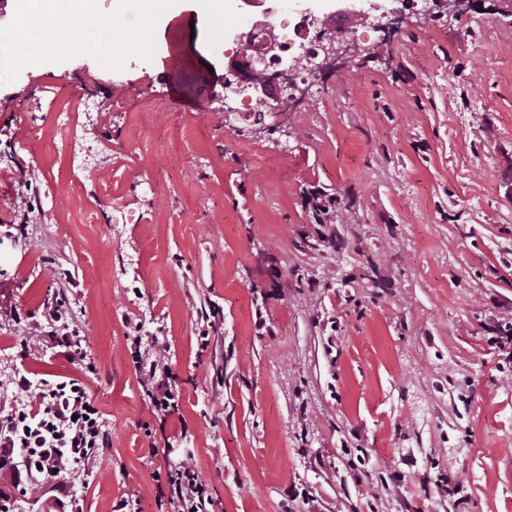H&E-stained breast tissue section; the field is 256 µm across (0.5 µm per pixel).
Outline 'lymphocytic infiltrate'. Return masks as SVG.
Returning <instances> with one entry per match:
<instances>
[{
  "instance_id": "lymphocytic-infiltrate-1",
  "label": "lymphocytic infiltrate",
  "mask_w": 512,
  "mask_h": 512,
  "mask_svg": "<svg viewBox=\"0 0 512 512\" xmlns=\"http://www.w3.org/2000/svg\"><path fill=\"white\" fill-rule=\"evenodd\" d=\"M46 320L50 329L39 334L38 344L63 349L70 358L81 351V339L70 328L64 300L48 305ZM132 357L142 367L154 413L168 418L176 403L163 357L154 352L146 358L138 351ZM17 386L27 392L28 402L8 415L6 424H0V473L14 478L23 472L36 476L39 489L53 491L50 512H79L77 499L58 477L89 467L107 445V430L99 411L84 385L75 379L36 387L22 375ZM165 483L173 512H208L207 484L193 468L186 465L167 474Z\"/></svg>"
}]
</instances>
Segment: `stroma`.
Listing matches in <instances>:
<instances>
[{"instance_id": "obj_1", "label": "stroma", "mask_w": 512, "mask_h": 512, "mask_svg": "<svg viewBox=\"0 0 512 512\" xmlns=\"http://www.w3.org/2000/svg\"><path fill=\"white\" fill-rule=\"evenodd\" d=\"M206 13L180 0L152 62L0 86V416L18 374L85 385L110 445L63 477L82 512H159L155 473L187 462L211 512H512V17L482 0L365 31L256 140L215 109ZM173 84L195 111L169 110ZM87 85L101 111L54 126ZM85 137L96 162L71 168ZM60 297L90 363L29 344ZM155 341L164 423L130 356Z\"/></svg>"}]
</instances>
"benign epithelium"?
I'll return each instance as SVG.
<instances>
[{
	"label": "benign epithelium",
	"mask_w": 512,
	"mask_h": 512,
	"mask_svg": "<svg viewBox=\"0 0 512 512\" xmlns=\"http://www.w3.org/2000/svg\"><path fill=\"white\" fill-rule=\"evenodd\" d=\"M475 3L476 0H433L432 9L438 10L441 15L451 13L457 17H463L473 10ZM384 18L386 22L381 25V29L385 36L390 37L400 29L404 13L393 10L384 14ZM278 49L279 46L271 42L256 54L243 55L236 63V72L240 81L247 83L248 88L261 98L265 104V111L272 118V124L283 125L288 122V113L296 111L304 102L305 96H289L284 93L283 84L289 80L288 74L284 71L274 72L261 81L254 80L256 73L270 70V64L277 58L276 50ZM321 52L316 72L319 79L323 81L335 72L340 61L356 56L358 49L351 42L339 38L336 33L329 32L325 36ZM270 125L260 117L253 122L248 133L254 138H261L268 132Z\"/></svg>",
	"instance_id": "obj_1"
}]
</instances>
